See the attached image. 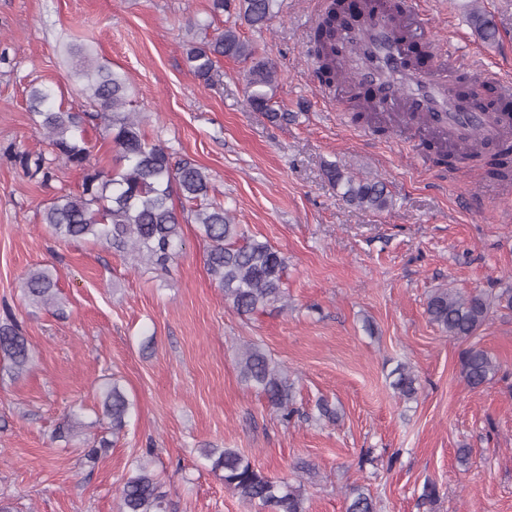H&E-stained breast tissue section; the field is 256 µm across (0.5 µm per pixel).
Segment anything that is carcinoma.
<instances>
[{
    "label": "carcinoma",
    "mask_w": 512,
    "mask_h": 512,
    "mask_svg": "<svg viewBox=\"0 0 512 512\" xmlns=\"http://www.w3.org/2000/svg\"><path fill=\"white\" fill-rule=\"evenodd\" d=\"M276 0H209L213 17L236 10L254 28H261L273 13ZM342 0H331L309 39L310 51L319 61V76L330 81L338 70L336 58L328 51V40L335 31ZM471 22L480 38L493 41L497 28L491 19L474 12ZM251 44L237 31L226 28L211 38L192 42L185 48V62L194 76L206 85L216 81L224 58L247 59ZM68 77L82 84L92 112H72L54 104V91L33 85L28 92L29 111L35 129L46 136L53 152L82 171L81 190L62 192L43 209L42 221L52 236L64 240H92L117 251L131 252L143 264L165 267L182 244L181 221L197 225L207 244L205 265L209 275L224 291V299L242 315L273 306L285 298L284 258L269 242L250 237L239 245L240 225L234 224L224 205L209 200L210 178L202 167L186 158L174 159L173 152L161 144L146 141L140 119L123 111L131 95L124 75L99 63L85 48L78 49L77 60ZM274 66L256 63L248 72V103L264 112L270 121L288 119V113L272 107ZM100 123L117 150L119 168L105 171L92 163L91 147L80 136L86 124ZM16 161L32 177L52 179V160L43 154L16 153ZM330 182L342 189V198L365 211H382L389 206L386 185L377 180L346 176L334 164L326 168ZM193 204L186 217L178 215L173 195ZM21 290L27 304L36 309L63 313L57 279L51 270L37 268L23 278ZM512 305V294L495 298L479 292L468 295L439 289L427 301L430 321L460 340L474 336L489 316L493 300ZM0 355L10 362L18 376L32 363L30 343L22 326L6 314L0 322ZM236 368L240 378L255 388L268 405L289 420L293 384L282 366L258 343H248L238 352ZM467 384L477 388L490 380L498 365L484 349L472 346L461 356ZM393 389L410 398L417 388L416 376L406 365L393 371ZM102 413L110 420L112 434L127 426L133 404L116 383L101 388ZM80 414L73 410L55 430V437L67 440L78 433ZM204 457L211 470L223 473L224 486L256 512H307L304 485L286 478H274L237 448H208ZM375 502L367 488L356 485L346 496L345 512H375ZM167 495L162 484L140 463L124 478L119 488V512H167Z\"/></svg>",
    "instance_id": "carcinoma-1"
}]
</instances>
